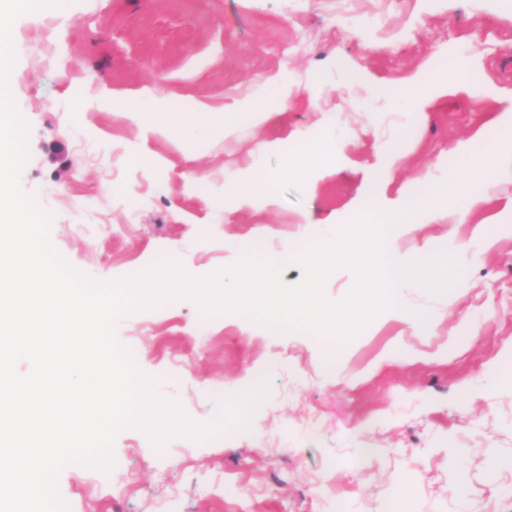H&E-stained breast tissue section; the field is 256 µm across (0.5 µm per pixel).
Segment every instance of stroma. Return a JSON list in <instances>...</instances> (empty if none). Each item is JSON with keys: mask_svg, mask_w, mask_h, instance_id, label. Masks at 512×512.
Instances as JSON below:
<instances>
[{"mask_svg": "<svg viewBox=\"0 0 512 512\" xmlns=\"http://www.w3.org/2000/svg\"><path fill=\"white\" fill-rule=\"evenodd\" d=\"M61 0L12 29L10 87L29 126L21 181L52 216L50 239L96 281L179 256L196 276L223 267L253 235L277 249L342 229L370 199H427L432 180L480 163L512 106V0ZM430 79L464 92L425 115L361 91L409 95ZM86 91L70 96L73 82ZM178 112L250 98L270 121L232 134L150 131L125 112L147 93ZM80 104V122L71 109ZM339 133L333 169L283 176L296 145ZM288 139L281 153L271 142ZM400 159L388 166L389 152ZM273 175L244 204L225 188ZM449 197L443 220L400 241L460 248L458 278L433 296L405 286L419 320L378 313L335 361L324 342L279 334L242 312L202 321L189 299L122 318L155 391L195 422L217 400L269 381L249 431L178 438L159 452L137 428L118 433L109 471L67 465L69 512H512V168L487 199Z\"/></svg>", "mask_w": 512, "mask_h": 512, "instance_id": "1", "label": "stroma"}]
</instances>
